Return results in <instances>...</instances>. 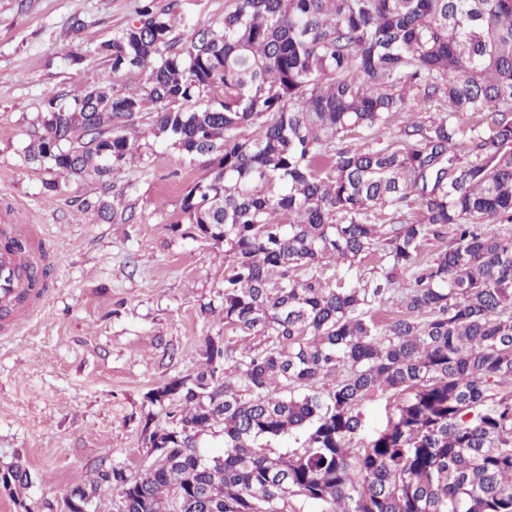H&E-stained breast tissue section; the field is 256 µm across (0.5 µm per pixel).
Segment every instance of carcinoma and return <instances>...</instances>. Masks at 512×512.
Here are the masks:
<instances>
[{
	"label": "carcinoma",
	"mask_w": 512,
	"mask_h": 512,
	"mask_svg": "<svg viewBox=\"0 0 512 512\" xmlns=\"http://www.w3.org/2000/svg\"><path fill=\"white\" fill-rule=\"evenodd\" d=\"M104 50L146 85L47 100L29 159L109 188L153 107L155 138L203 159L180 213L224 244V330L259 342L207 338L193 374L149 395L180 406L148 432L168 455L135 475L100 464L65 497L512 512V0H235L221 30L187 35L141 0ZM379 390L407 398L360 445ZM217 426L224 453L204 455Z\"/></svg>",
	"instance_id": "carcinoma-1"
}]
</instances>
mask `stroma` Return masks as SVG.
Segmentation results:
<instances>
[{
	"label": "stroma",
	"mask_w": 512,
	"mask_h": 512,
	"mask_svg": "<svg viewBox=\"0 0 512 512\" xmlns=\"http://www.w3.org/2000/svg\"><path fill=\"white\" fill-rule=\"evenodd\" d=\"M233 0H155L178 32L220 29ZM139 0H0V218L39 225L56 252L55 288L38 316L0 335V467L37 479L28 504L61 501L95 464L135 473L153 454L146 427L168 406L147 394L193 373L206 337L224 333V248L180 222L181 198L199 162L159 143L150 112L136 152L113 187L93 174L61 177L27 157L45 101L111 79L122 96L141 73L112 75L103 45L136 18ZM84 23L70 29L72 18ZM57 191H47V183ZM102 199L103 220L84 206Z\"/></svg>",
	"instance_id": "obj_1"
}]
</instances>
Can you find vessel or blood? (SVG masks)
Here are the masks:
<instances>
[{
	"label": "vessel or blood",
	"instance_id": "b4317fda",
	"mask_svg": "<svg viewBox=\"0 0 512 512\" xmlns=\"http://www.w3.org/2000/svg\"><path fill=\"white\" fill-rule=\"evenodd\" d=\"M39 228L12 222L0 225V334L11 336L30 322L49 295L47 280H33L46 265Z\"/></svg>",
	"mask_w": 512,
	"mask_h": 512
}]
</instances>
